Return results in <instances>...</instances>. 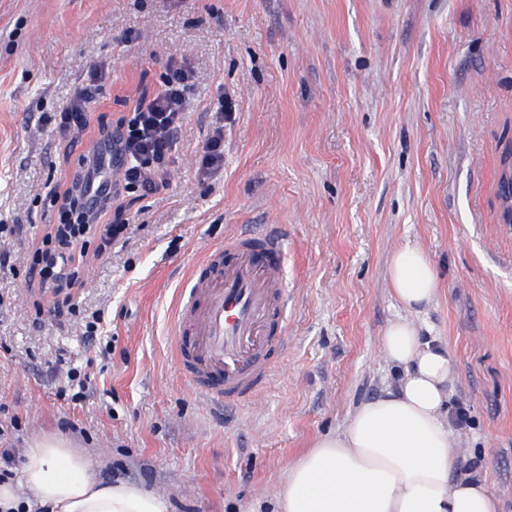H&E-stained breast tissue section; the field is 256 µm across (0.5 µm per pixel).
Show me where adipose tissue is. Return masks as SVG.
<instances>
[{
	"mask_svg": "<svg viewBox=\"0 0 512 512\" xmlns=\"http://www.w3.org/2000/svg\"><path fill=\"white\" fill-rule=\"evenodd\" d=\"M388 275L406 310L423 311L438 295L436 268L419 248H396ZM381 347L400 372L397 390L361 404L342 433L317 439L289 468L275 512H500L480 472L452 475L447 348L405 319L386 327ZM23 477L46 512H168L165 499L142 487L97 480L82 453L57 437L28 448Z\"/></svg>",
	"mask_w": 512,
	"mask_h": 512,
	"instance_id": "adipose-tissue-1",
	"label": "adipose tissue"
}]
</instances>
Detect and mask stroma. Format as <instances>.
<instances>
[{
  "label": "stroma",
  "mask_w": 512,
  "mask_h": 512,
  "mask_svg": "<svg viewBox=\"0 0 512 512\" xmlns=\"http://www.w3.org/2000/svg\"><path fill=\"white\" fill-rule=\"evenodd\" d=\"M173 57L195 79L168 192L129 204L125 238L73 294L78 317L37 315L48 300L25 262L55 219L50 190L93 143L45 116L102 67L92 122H112ZM221 90L224 167L205 178L196 150ZM507 162L512 0H0V225L23 229L0 241L17 267L0 279V452L61 436L170 512H272L298 457L395 381L388 259L409 244L440 276L418 322L447 343L468 414L457 461L512 512ZM243 224L284 245L288 340L266 388L224 405L184 385L171 317L198 245Z\"/></svg>",
  "instance_id": "1"
}]
</instances>
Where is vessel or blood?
<instances>
[{
    "label": "vessel or blood",
    "instance_id": "b4317fda",
    "mask_svg": "<svg viewBox=\"0 0 512 512\" xmlns=\"http://www.w3.org/2000/svg\"><path fill=\"white\" fill-rule=\"evenodd\" d=\"M202 254L177 301L171 343L186 385L240 402L268 384L287 338L282 244L242 232Z\"/></svg>",
    "mask_w": 512,
    "mask_h": 512
}]
</instances>
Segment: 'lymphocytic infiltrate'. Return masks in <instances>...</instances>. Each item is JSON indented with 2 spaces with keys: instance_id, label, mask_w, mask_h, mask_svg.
<instances>
[{
  "instance_id": "obj_1",
  "label": "lymphocytic infiltrate",
  "mask_w": 512,
  "mask_h": 512,
  "mask_svg": "<svg viewBox=\"0 0 512 512\" xmlns=\"http://www.w3.org/2000/svg\"><path fill=\"white\" fill-rule=\"evenodd\" d=\"M102 78L101 70H94L89 84L77 90L59 112L61 131L86 128L89 106ZM192 78L182 64L171 63L152 98L133 100L128 112L98 127L95 147L81 153L64 189L54 195L62 221L51 227L33 254L30 287L54 298L82 287L85 266L101 257L127 229L125 195L134 193L143 199L166 188ZM102 142L110 143L113 155L123 162L119 181L103 179V158L96 150Z\"/></svg>"
}]
</instances>
